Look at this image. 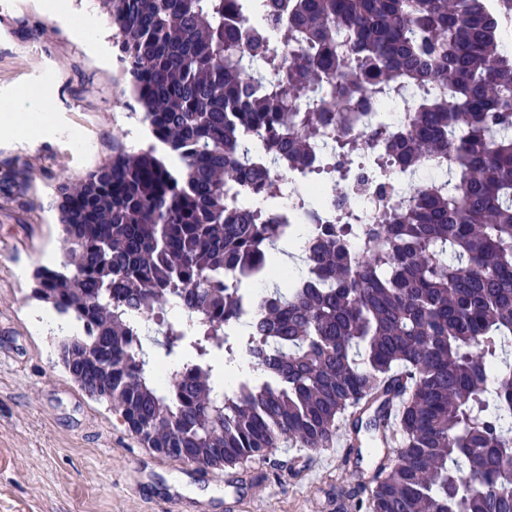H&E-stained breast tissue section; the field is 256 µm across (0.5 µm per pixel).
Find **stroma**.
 <instances>
[{"label":"stroma","mask_w":512,"mask_h":512,"mask_svg":"<svg viewBox=\"0 0 512 512\" xmlns=\"http://www.w3.org/2000/svg\"><path fill=\"white\" fill-rule=\"evenodd\" d=\"M69 17L35 0H0V512H360L369 456L346 450L307 471L269 451L209 473L148 448L111 404L88 395L58 355L60 336L38 331L31 275L63 258L57 188L131 143L138 121L113 88L115 32L97 0H68ZM83 19L91 37L75 33ZM42 90L49 131L27 138L12 94ZM79 133L81 145L71 142Z\"/></svg>","instance_id":"35a3bbf8"}]
</instances>
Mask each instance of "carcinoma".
I'll use <instances>...</instances> for the list:
<instances>
[{
	"label": "carcinoma",
	"mask_w": 512,
	"mask_h": 512,
	"mask_svg": "<svg viewBox=\"0 0 512 512\" xmlns=\"http://www.w3.org/2000/svg\"><path fill=\"white\" fill-rule=\"evenodd\" d=\"M118 32L115 84L159 146L129 149L59 186L66 261L32 296L79 331L60 359L150 448L238 461L293 440L328 442L339 420L386 425L365 512H512V53L489 0H100ZM233 11L249 21L224 23ZM259 60L263 71L253 70ZM411 88L402 130L377 138L403 169L441 160L455 180L417 187L347 241V214L310 240L304 272L266 271L288 238L266 167L310 166L338 128L337 170L362 144L346 124ZM319 97L301 112L298 98ZM259 137L262 154L249 158ZM265 271L254 303L233 280ZM177 303L188 316L169 314ZM258 308L262 322L237 331ZM161 320L144 349L130 320ZM260 378L218 394L222 353Z\"/></svg>",
	"instance_id": "obj_1"
}]
</instances>
